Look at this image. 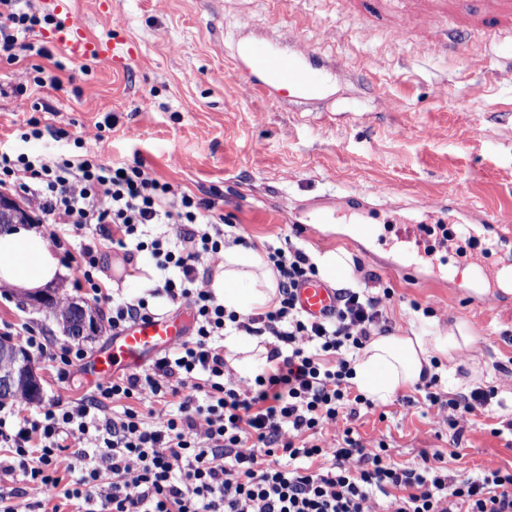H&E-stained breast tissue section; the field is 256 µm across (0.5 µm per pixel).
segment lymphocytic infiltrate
I'll return each mask as SVG.
<instances>
[{
	"instance_id": "obj_1",
	"label": "lymphocytic infiltrate",
	"mask_w": 512,
	"mask_h": 512,
	"mask_svg": "<svg viewBox=\"0 0 512 512\" xmlns=\"http://www.w3.org/2000/svg\"><path fill=\"white\" fill-rule=\"evenodd\" d=\"M54 23L30 0H0V61L14 67L0 97L23 106L35 92L62 90L63 64L39 39ZM32 56L40 64L25 66ZM2 187L22 192L35 223L76 265L74 290L111 302L113 331L154 316L158 299L193 309L195 329L148 371L112 378L92 398L35 413L20 401L0 416V480L23 484L0 487V512H61L57 498L73 512H512L511 473L457 479L427 459L403 467L385 461L384 444L355 437L350 422L371 401L351 391L354 363L371 337L390 331L384 296L346 288L335 318L308 319L294 290L318 271L288 243L264 251L278 279L275 304L226 311L209 272L244 239L215 220V201L153 177L142 157L101 163L81 136L58 153L0 141ZM108 246L128 261L149 256L160 278L148 296L112 297L98 276ZM229 329L271 337L269 365L254 379L227 365ZM10 334L44 349L61 374L86 355L76 341L43 347L24 325ZM488 398L480 388L426 394L456 431ZM333 427L337 435L326 438ZM63 463L78 474L67 485Z\"/></svg>"
}]
</instances>
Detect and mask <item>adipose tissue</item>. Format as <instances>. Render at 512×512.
I'll use <instances>...</instances> for the list:
<instances>
[{"label":"adipose tissue","instance_id":"adipose-tissue-1","mask_svg":"<svg viewBox=\"0 0 512 512\" xmlns=\"http://www.w3.org/2000/svg\"><path fill=\"white\" fill-rule=\"evenodd\" d=\"M63 274L57 251L43 232L19 224L0 233V285L37 294ZM210 288L226 310L239 314L268 307L277 296L271 267L256 251L241 246L225 249ZM473 342L468 335H378L356 361L354 381L369 397L385 402L432 372L434 362L452 360L455 350Z\"/></svg>","mask_w":512,"mask_h":512}]
</instances>
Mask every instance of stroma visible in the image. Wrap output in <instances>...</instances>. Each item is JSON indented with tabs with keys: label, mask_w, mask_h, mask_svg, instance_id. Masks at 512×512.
<instances>
[{
	"label": "stroma",
	"mask_w": 512,
	"mask_h": 512,
	"mask_svg": "<svg viewBox=\"0 0 512 512\" xmlns=\"http://www.w3.org/2000/svg\"><path fill=\"white\" fill-rule=\"evenodd\" d=\"M71 7L91 37L133 54L117 67L91 62L86 73L61 54L74 79L53 92L57 109L42 121L74 138L112 117L114 127L91 145L102 162L143 157L160 180L215 199L216 214L248 243L343 254L351 282L392 290L385 315L393 334L478 337L438 369L449 394L495 392L462 435L435 418L421 381L361 409L355 435L384 442L387 461L398 465L438 453L462 477L512 472V312L474 304L461 280L422 285L397 275L385 247L397 225L429 223L423 205L433 198L512 208V19L502 32L485 33L483 0H71ZM451 21L468 31L471 47L447 52L430 41ZM364 25L378 36L364 39ZM262 40L315 47L333 70L328 104L261 98L226 78L237 43ZM382 187L395 194L375 221L382 242L361 250L351 231L358 214L336 218L322 234L305 232L313 208ZM78 275L66 267L58 286L96 318L95 334L82 339L92 356L112 337L109 308L72 290ZM100 277L133 297L157 275L145 256L127 263L112 248ZM426 307L435 316H424ZM21 324L47 343L67 340L49 312L0 290V334ZM36 361L41 403L93 394L84 362L62 380L44 355Z\"/></svg>",
	"instance_id": "35a3bbf8"
}]
</instances>
